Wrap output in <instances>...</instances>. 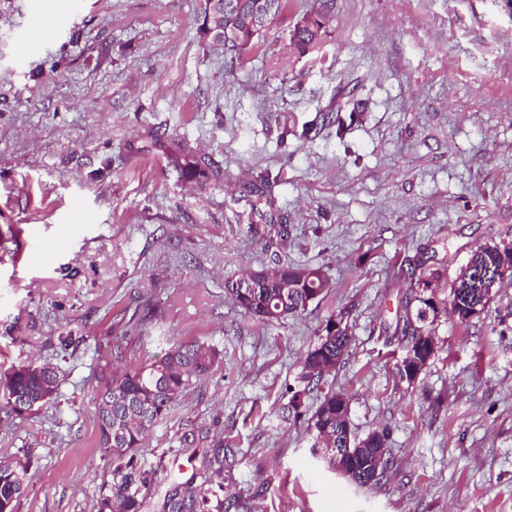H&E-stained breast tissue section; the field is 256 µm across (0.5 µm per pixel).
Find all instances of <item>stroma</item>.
I'll use <instances>...</instances> for the list:
<instances>
[{
    "label": "stroma",
    "instance_id": "obj_1",
    "mask_svg": "<svg viewBox=\"0 0 512 512\" xmlns=\"http://www.w3.org/2000/svg\"><path fill=\"white\" fill-rule=\"evenodd\" d=\"M203 0H0V365L49 363L54 398L0 413L25 454L15 512H97L104 378L200 341L222 356L148 432L144 512L224 447L226 512H512V278L434 356L397 374L396 272L427 256L448 298L470 253L512 243V0H291L243 60L206 45ZM60 31L28 56L36 11ZM326 14L319 48L289 35ZM276 177L281 261L332 288L264 323L224 282L268 265L247 186ZM348 356L283 409L330 315ZM69 346H62L63 338ZM331 391L352 432L389 433L392 472L358 488L315 454Z\"/></svg>",
    "mask_w": 512,
    "mask_h": 512
}]
</instances>
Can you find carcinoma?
<instances>
[{
  "label": "carcinoma",
  "instance_id": "cac0c4a2",
  "mask_svg": "<svg viewBox=\"0 0 512 512\" xmlns=\"http://www.w3.org/2000/svg\"><path fill=\"white\" fill-rule=\"evenodd\" d=\"M288 9V0H224V32L211 33L207 27L206 7H201L199 30L208 44L224 49V55L240 59L242 45L255 46L272 21ZM312 28L292 30L289 46L304 55L321 43L326 33L323 17H314ZM275 181L261 173L249 191L261 196L271 194ZM280 217L269 214L266 224L251 226L254 236L269 249L286 246L287 230L278 223ZM450 291L449 302H438L425 292L442 277L438 269L426 268V262H408L400 275L409 282L411 294L404 307L411 308L396 323L394 334L400 337L401 378H409L408 362L425 360L428 340L434 338V322L442 315H452L463 322L483 310L490 300L488 283L512 277V245H483L467 259ZM251 287L240 288V279H227L225 295L245 313L264 322L274 323L288 315L304 312L309 303L328 288V277L320 268L290 266L276 258L272 264L249 273ZM350 335H324L301 362L300 378L311 384L320 382L326 366L338 365L349 354ZM220 357L219 351L199 342L171 347L161 358L108 379L97 397L98 444L112 458V479L97 502V512H142L141 489L150 484L148 476L134 464V455L150 427L165 417L171 404L190 386L192 380L205 376ZM58 388L55 367L36 362L11 365L0 369V411L21 418L42 407L45 387ZM347 399L342 394L324 396L311 417L313 447L322 460L336 468V456L355 462L359 469L358 487L378 485L391 469L388 457V434L376 430L363 438L352 434L347 417ZM204 472L192 475L168 495L165 512H224V501L215 498L214 479L224 471V449L213 448L204 457ZM29 461L21 457L0 460V512H15L18 499L28 484Z\"/></svg>",
  "mask_w": 512,
  "mask_h": 512
}]
</instances>
